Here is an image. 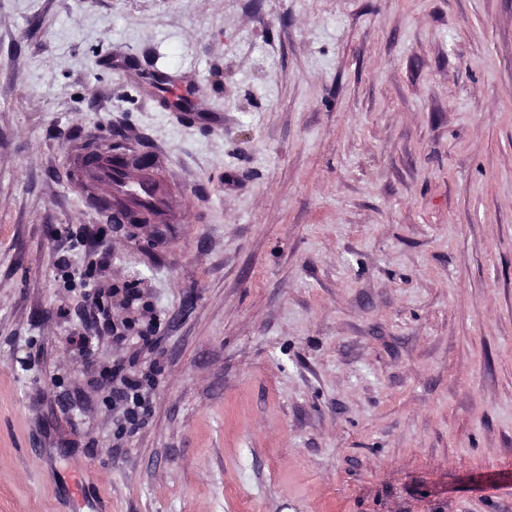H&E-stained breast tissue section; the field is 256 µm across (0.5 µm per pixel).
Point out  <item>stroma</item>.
I'll use <instances>...</instances> for the list:
<instances>
[{"label": "stroma", "instance_id": "35a3bbf8", "mask_svg": "<svg viewBox=\"0 0 512 512\" xmlns=\"http://www.w3.org/2000/svg\"><path fill=\"white\" fill-rule=\"evenodd\" d=\"M99 495L512 512V0H0V512ZM118 145H126L136 151L137 154L146 156L150 161H154L153 155L139 150L122 132L112 131V137L103 146L90 145L87 147V151L85 153V162L89 160H100L102 158L108 157L111 153L113 155L112 148ZM140 171L142 172V176L140 179L141 184L142 185H144L145 183L152 184L155 191H157L165 200L163 202L164 203L163 208H161L159 210H156L153 205L134 202L133 204L135 205V207H134L135 211L145 212L147 214L157 217L167 206V192H166L165 188L163 187L162 183L159 181V179L155 175L154 169L143 167Z\"/></svg>", "mask_w": 512, "mask_h": 512}]
</instances>
